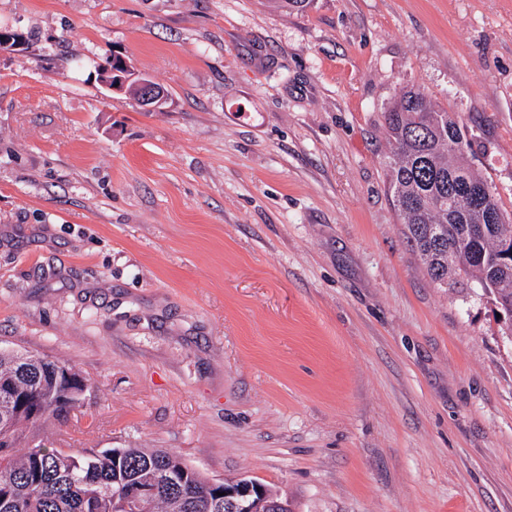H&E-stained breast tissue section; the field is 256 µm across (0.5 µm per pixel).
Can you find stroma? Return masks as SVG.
<instances>
[{"label": "stroma", "instance_id": "35a3bbf8", "mask_svg": "<svg viewBox=\"0 0 512 512\" xmlns=\"http://www.w3.org/2000/svg\"><path fill=\"white\" fill-rule=\"evenodd\" d=\"M0 348L41 438L165 448L293 512H512V340L407 244L383 114L455 115L512 214V0H0ZM118 54L162 109L107 91Z\"/></svg>", "mask_w": 512, "mask_h": 512}]
</instances>
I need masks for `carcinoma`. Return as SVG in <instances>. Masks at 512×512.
Listing matches in <instances>:
<instances>
[{
    "instance_id": "cac0c4a2",
    "label": "carcinoma",
    "mask_w": 512,
    "mask_h": 512,
    "mask_svg": "<svg viewBox=\"0 0 512 512\" xmlns=\"http://www.w3.org/2000/svg\"><path fill=\"white\" fill-rule=\"evenodd\" d=\"M390 145L387 179L406 238L430 279L463 286L474 277L505 314L512 313V216L496 192L484 198L497 223H480L467 185L487 184L468 164L470 142L455 117L418 88L384 112ZM73 366L37 353L0 351V512H114L113 500L139 483L152 512H225L224 488L167 449L53 448L35 443L81 400Z\"/></svg>"
}]
</instances>
